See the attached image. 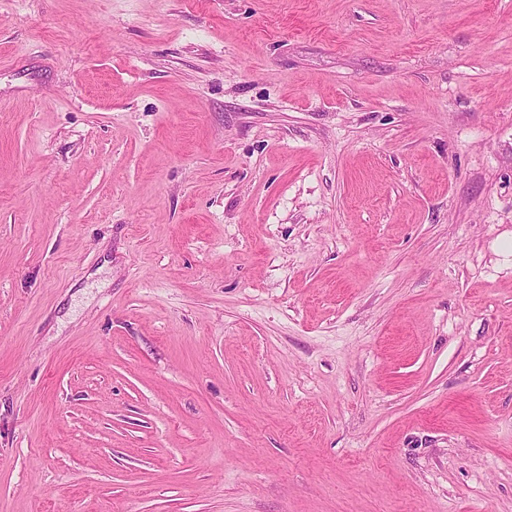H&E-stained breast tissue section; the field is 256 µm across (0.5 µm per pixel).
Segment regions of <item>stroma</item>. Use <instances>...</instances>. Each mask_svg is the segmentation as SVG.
Returning a JSON list of instances; mask_svg holds the SVG:
<instances>
[{"instance_id": "stroma-1", "label": "stroma", "mask_w": 512, "mask_h": 512, "mask_svg": "<svg viewBox=\"0 0 512 512\" xmlns=\"http://www.w3.org/2000/svg\"><path fill=\"white\" fill-rule=\"evenodd\" d=\"M512 0H0V512H512Z\"/></svg>"}]
</instances>
